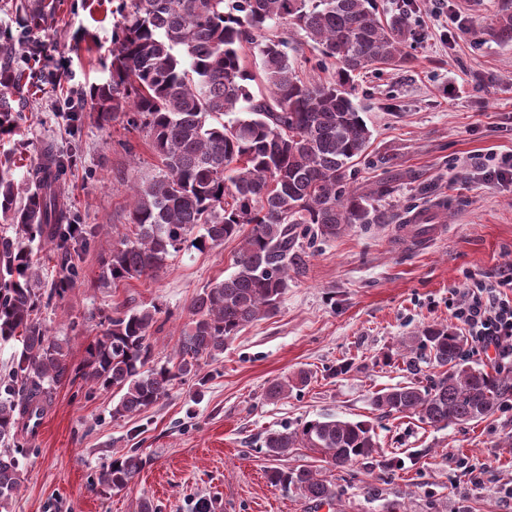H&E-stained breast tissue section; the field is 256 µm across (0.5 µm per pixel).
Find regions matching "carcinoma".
<instances>
[{"label":"carcinoma","instance_id":"obj_1","mask_svg":"<svg viewBox=\"0 0 512 512\" xmlns=\"http://www.w3.org/2000/svg\"><path fill=\"white\" fill-rule=\"evenodd\" d=\"M57 0H0V138L19 132L22 112L13 95L24 71L17 50L55 20ZM285 21L319 51L317 64L338 65L322 84L302 81L288 41L269 36V23ZM407 20L385 23L374 0H125L112 32V72L89 89L90 110L102 120L133 113L146 130L159 172L132 186L125 234L112 249L102 281L114 286L150 276L181 250L214 249L243 237L234 272L203 289L191 303L172 357L153 363L150 329L156 309L115 312L108 328L73 368L69 338L51 336L40 314L41 267L33 245L50 246L60 259L52 283L56 294L80 277L75 262L101 225L75 223L61 203L71 161L48 146L26 169L19 196L12 166L0 161V343H21L7 376L0 378V512H10L21 482V440L36 435L59 384L78 376L110 389L112 417H130L167 396L175 381L196 378L201 366L224 354V346L246 325L273 314L292 276L308 270L309 255L296 246L314 230L332 238L345 224H373V205L388 192L350 189L347 172L367 150L371 132L352 100L353 76L374 65L409 62L403 45ZM499 43H512V12L504 9L490 28ZM259 59L269 95L255 96L246 82L255 75L245 56ZM231 114L233 118L224 120ZM251 229L241 235L243 226ZM467 338L444 325H427L398 341L397 355H425L440 369L426 385L382 389L371 399L385 415L416 416L433 427L479 420L512 399V376L490 375L468 363ZM310 374L298 370L272 382L266 398L287 397L305 387ZM264 453L285 457L297 448L317 450L338 470L375 460L374 428L364 421L326 418L268 432ZM143 468L136 451L115 454L98 476L109 490L127 487ZM269 481L318 506L340 497L335 483L311 466L272 468Z\"/></svg>","mask_w":512,"mask_h":512}]
</instances>
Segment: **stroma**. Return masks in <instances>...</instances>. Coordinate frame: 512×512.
<instances>
[{"label": "stroma", "instance_id": "35a3bbf8", "mask_svg": "<svg viewBox=\"0 0 512 512\" xmlns=\"http://www.w3.org/2000/svg\"><path fill=\"white\" fill-rule=\"evenodd\" d=\"M121 0H60L53 26L40 33L42 68L56 85L23 84L27 116L0 155L22 168L53 144L75 152L63 201L78 223L101 225L76 262L81 276L42 310L50 335L70 337L74 362L107 329L115 309L157 306L154 356L168 360L192 299L234 270L241 241L170 257L152 276L103 287L99 275L129 224L130 187L157 174L143 129L119 112L99 124L89 111L72 115L90 85L109 79L112 30ZM381 15H405L412 60L396 69L356 75L352 100L371 139L355 161L351 186L390 192L381 224H350L336 237L306 236V275L293 278L276 314L244 327L210 379L176 382L138 415L113 418V393L84 381L63 382L29 449L12 512H512V402L486 418L436 428L415 417L381 415L371 405L381 389L435 376L395 357L401 337L430 324L453 325V289L466 274L512 265V185L487 183L473 170L479 157L512 151V43L484 31L512 0H376ZM445 202L442 237L421 249L401 245L400 228L418 209ZM310 371L306 387L271 403L275 379ZM365 421L393 467L357 462L339 471L319 452L300 448L273 460L261 450L265 431L322 418ZM139 449L146 464L123 490L97 483L113 454ZM311 465L342 491L334 507H315L272 485L270 468Z\"/></svg>", "mask_w": 512, "mask_h": 512}]
</instances>
